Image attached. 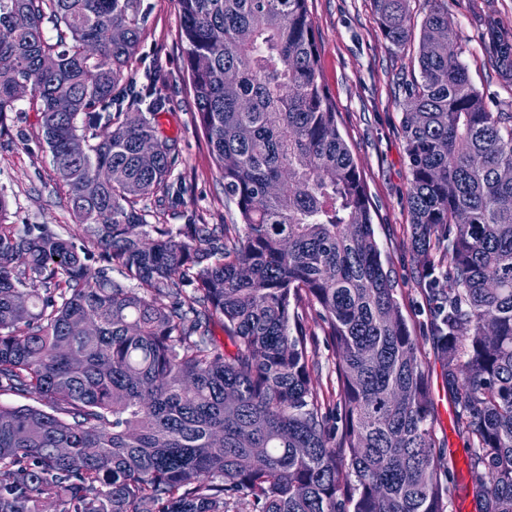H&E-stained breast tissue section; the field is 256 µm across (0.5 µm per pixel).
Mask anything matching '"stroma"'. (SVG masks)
<instances>
[{
  "label": "stroma",
  "mask_w": 512,
  "mask_h": 512,
  "mask_svg": "<svg viewBox=\"0 0 512 512\" xmlns=\"http://www.w3.org/2000/svg\"><path fill=\"white\" fill-rule=\"evenodd\" d=\"M141 8L145 25L129 84L137 88L151 78L160 86L166 106L156 116L158 135L173 148L172 178L184 188L179 201L161 206L154 219L177 227L238 223L237 208L224 198V180L200 127L185 68L179 0H141ZM308 8L324 82L336 103L338 129L353 151L371 200L383 265L430 369L436 410L433 435L450 456L460 486L448 512H474L462 491L472 482L468 443L456 433L448 411L431 308L411 249L406 203L410 174L402 119L404 86L413 72L417 45L397 48L384 39L373 0H308ZM448 20L457 32L470 78L489 108L512 113V73L502 70L496 57L497 40H512V0H448ZM0 190L9 201L8 223L47 224L66 239H84V227L67 202V187L57 179L41 140L37 104L29 94L0 125ZM306 329L316 376L322 385L336 387L335 353L315 311H308Z\"/></svg>",
  "instance_id": "stroma-1"
}]
</instances>
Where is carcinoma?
Wrapping results in <instances>:
<instances>
[{"instance_id": "cac0c4a2", "label": "carcinoma", "mask_w": 512, "mask_h": 512, "mask_svg": "<svg viewBox=\"0 0 512 512\" xmlns=\"http://www.w3.org/2000/svg\"><path fill=\"white\" fill-rule=\"evenodd\" d=\"M427 2L403 118L411 244L454 426L473 448L467 494L475 512H512V113L472 84L448 0ZM179 3L232 226L147 220L143 200L173 193L174 156L153 91L121 107L141 0H0V69L33 86L90 235L78 246L46 224H0V394L38 400L0 404V512H447L457 484L435 451L429 369L337 127L307 0ZM375 3L384 38L404 45L407 0ZM16 102L0 79V120ZM95 257L121 279L88 276ZM35 281L45 294L26 290ZM306 301L336 352L334 403L312 379Z\"/></svg>"}]
</instances>
